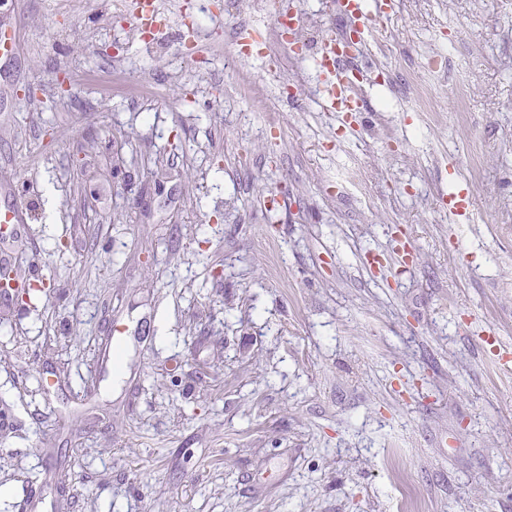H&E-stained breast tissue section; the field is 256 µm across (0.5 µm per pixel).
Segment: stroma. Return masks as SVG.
Here are the masks:
<instances>
[{
    "label": "stroma",
    "mask_w": 512,
    "mask_h": 512,
    "mask_svg": "<svg viewBox=\"0 0 512 512\" xmlns=\"http://www.w3.org/2000/svg\"><path fill=\"white\" fill-rule=\"evenodd\" d=\"M268 2L155 0L146 42L136 0H0L6 264L37 296L0 295V512H399L405 485L512 512V0H394L347 115L314 63L336 0ZM285 12L307 54L238 55ZM417 68L422 73L423 80L415 88L411 106L417 112H436V100L430 82L437 74V70L426 56L418 59ZM474 193L470 187L448 190V194L442 195V205L451 215L465 213L473 206Z\"/></svg>",
    "instance_id": "obj_1"
}]
</instances>
